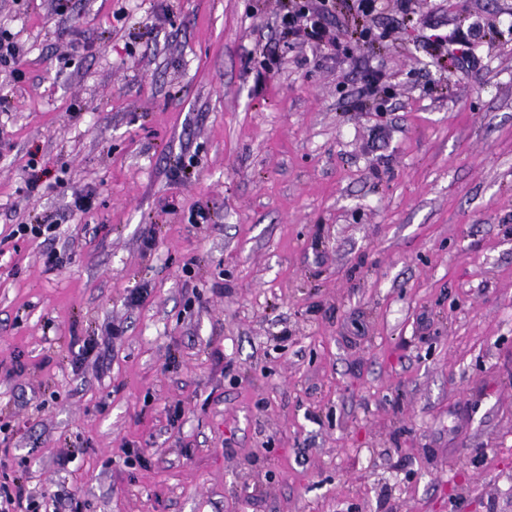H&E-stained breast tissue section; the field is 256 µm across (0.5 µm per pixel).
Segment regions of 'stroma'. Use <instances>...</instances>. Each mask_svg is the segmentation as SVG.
<instances>
[{"label":"stroma","mask_w":512,"mask_h":512,"mask_svg":"<svg viewBox=\"0 0 512 512\" xmlns=\"http://www.w3.org/2000/svg\"><path fill=\"white\" fill-rule=\"evenodd\" d=\"M335 2L346 57L283 0H0L10 477L85 512L512 506V0ZM461 23L469 69L432 41ZM328 4V0H306L294 3L291 9L285 7L281 17L283 34L326 49L330 57L346 54L348 47L330 29L333 23ZM23 50L14 41V37L6 29H0V72L8 71L10 76L16 81L22 75L19 68Z\"/></svg>","instance_id":"stroma-1"}]
</instances>
